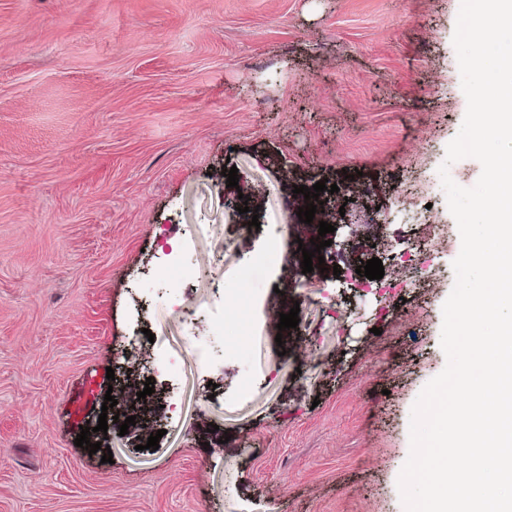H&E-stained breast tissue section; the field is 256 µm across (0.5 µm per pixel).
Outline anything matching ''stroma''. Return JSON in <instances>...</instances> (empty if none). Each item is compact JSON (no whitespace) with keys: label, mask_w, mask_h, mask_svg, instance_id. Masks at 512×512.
<instances>
[{"label":"stroma","mask_w":512,"mask_h":512,"mask_svg":"<svg viewBox=\"0 0 512 512\" xmlns=\"http://www.w3.org/2000/svg\"><path fill=\"white\" fill-rule=\"evenodd\" d=\"M460 4L0 0V512H403L461 245L439 168L481 174L445 162ZM230 164L259 228L225 205ZM348 174L366 190L331 194L353 207L331 238L384 220L373 290L296 251L297 186ZM411 245L428 265L395 269ZM110 368L152 378L163 436L109 423L105 463L75 439L129 393Z\"/></svg>","instance_id":"1"}]
</instances>
